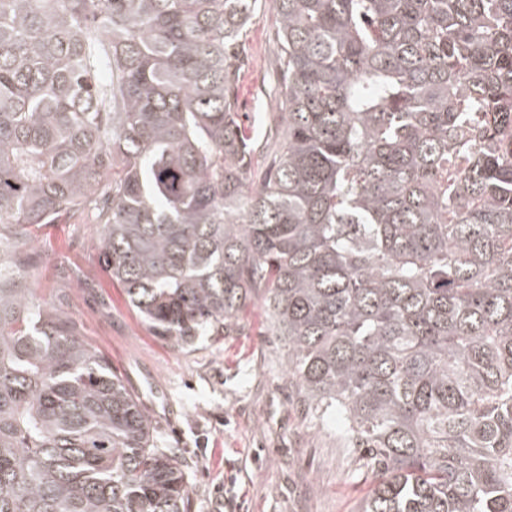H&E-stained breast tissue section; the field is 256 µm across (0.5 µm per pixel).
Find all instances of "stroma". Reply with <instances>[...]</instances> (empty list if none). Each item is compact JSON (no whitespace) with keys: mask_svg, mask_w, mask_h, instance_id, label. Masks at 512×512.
Segmentation results:
<instances>
[{"mask_svg":"<svg viewBox=\"0 0 512 512\" xmlns=\"http://www.w3.org/2000/svg\"><path fill=\"white\" fill-rule=\"evenodd\" d=\"M277 29L260 0L236 89L241 121L260 143L281 128ZM35 250L38 296L66 294L65 310L149 412L159 446L176 449L191 512H222L228 497L236 512H359L375 477L343 438L340 418L305 411L261 302L231 335L202 336L182 350L156 336L110 278L89 215L45 225Z\"/></svg>","mask_w":512,"mask_h":512,"instance_id":"obj_1","label":"stroma"}]
</instances>
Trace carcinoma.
<instances>
[{
	"label": "carcinoma",
	"mask_w": 512,
	"mask_h": 512,
	"mask_svg": "<svg viewBox=\"0 0 512 512\" xmlns=\"http://www.w3.org/2000/svg\"><path fill=\"white\" fill-rule=\"evenodd\" d=\"M272 4L259 168L235 97L258 0H0V512H191L29 285L42 227L86 209L175 346L263 302L303 403L367 451L362 512H512V0Z\"/></svg>",
	"instance_id": "obj_1"
}]
</instances>
